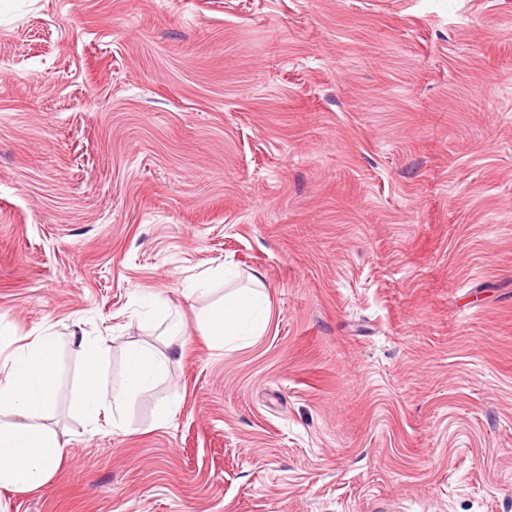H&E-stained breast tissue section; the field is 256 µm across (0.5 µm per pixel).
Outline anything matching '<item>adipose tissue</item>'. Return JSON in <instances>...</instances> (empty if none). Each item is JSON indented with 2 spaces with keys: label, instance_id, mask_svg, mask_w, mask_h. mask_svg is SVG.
Listing matches in <instances>:
<instances>
[{
  "label": "adipose tissue",
  "instance_id": "obj_1",
  "mask_svg": "<svg viewBox=\"0 0 512 512\" xmlns=\"http://www.w3.org/2000/svg\"><path fill=\"white\" fill-rule=\"evenodd\" d=\"M264 319V295L238 288L199 309L197 322L218 350L258 335ZM73 344L82 361L76 404L87 416L111 414L112 426L123 429V408L153 382L165 379L171 358L150 344H131L123 369L105 382L103 343L81 335ZM58 343L43 332L0 362V486L35 489L64 457L54 429L39 423L55 393L54 366Z\"/></svg>",
  "mask_w": 512,
  "mask_h": 512
}]
</instances>
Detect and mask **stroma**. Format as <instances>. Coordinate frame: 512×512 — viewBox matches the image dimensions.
Segmentation results:
<instances>
[{"label":"stroma","mask_w":512,"mask_h":512,"mask_svg":"<svg viewBox=\"0 0 512 512\" xmlns=\"http://www.w3.org/2000/svg\"><path fill=\"white\" fill-rule=\"evenodd\" d=\"M0 320L66 448L0 512H512V0H0ZM79 330L172 345L125 430ZM264 319V294L254 288H238L199 309L197 322L218 350L248 336H258Z\"/></svg>","instance_id":"35a3bbf8"}]
</instances>
